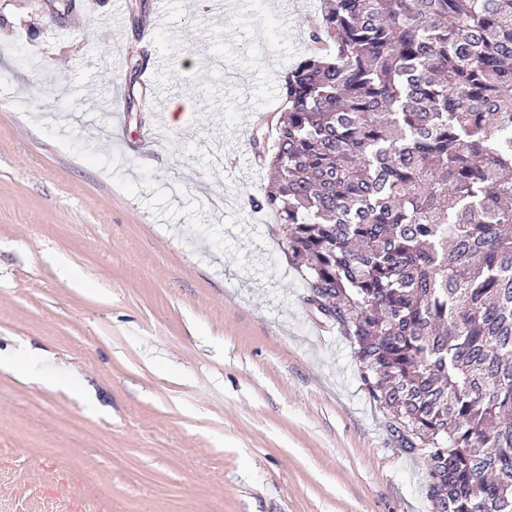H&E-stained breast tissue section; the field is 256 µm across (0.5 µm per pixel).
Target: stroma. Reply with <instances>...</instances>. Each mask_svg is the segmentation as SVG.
I'll return each mask as SVG.
<instances>
[{
    "label": "stroma",
    "instance_id": "1",
    "mask_svg": "<svg viewBox=\"0 0 512 512\" xmlns=\"http://www.w3.org/2000/svg\"><path fill=\"white\" fill-rule=\"evenodd\" d=\"M75 3L0 0V512H430L248 204L319 0Z\"/></svg>",
    "mask_w": 512,
    "mask_h": 512
}]
</instances>
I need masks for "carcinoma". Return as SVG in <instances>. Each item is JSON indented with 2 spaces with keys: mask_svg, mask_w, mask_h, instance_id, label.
Segmentation results:
<instances>
[{
  "mask_svg": "<svg viewBox=\"0 0 512 512\" xmlns=\"http://www.w3.org/2000/svg\"><path fill=\"white\" fill-rule=\"evenodd\" d=\"M250 137L431 512H512V0H320Z\"/></svg>",
  "mask_w": 512,
  "mask_h": 512,
  "instance_id": "carcinoma-1",
  "label": "carcinoma"
}]
</instances>
